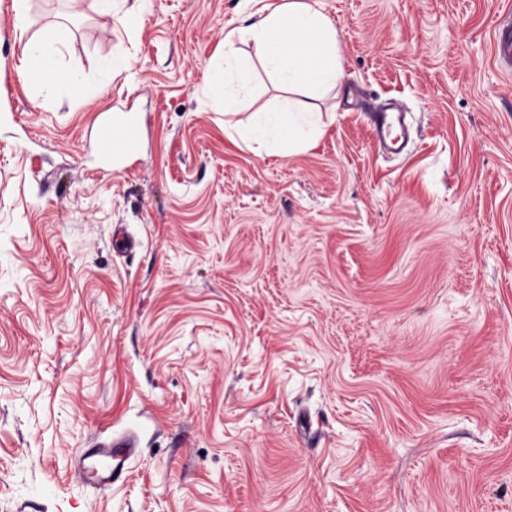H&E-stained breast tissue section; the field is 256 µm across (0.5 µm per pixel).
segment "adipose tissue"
Returning <instances> with one entry per match:
<instances>
[{
    "label": "adipose tissue",
    "mask_w": 512,
    "mask_h": 512,
    "mask_svg": "<svg viewBox=\"0 0 512 512\" xmlns=\"http://www.w3.org/2000/svg\"><path fill=\"white\" fill-rule=\"evenodd\" d=\"M239 42L252 44L253 56L238 54ZM32 80L53 79L63 92L81 93L80 81L56 67V48L48 42H28L24 46ZM301 94V101L287 108L252 113L235 127L245 140L265 147L276 143L280 154L306 148L319 131L310 104L335 88L341 72L336 26L308 0H285L251 26L231 29L224 36V73L213 77L209 86L213 98L223 101L225 115H235L241 107L232 93L233 82L245 81L254 63Z\"/></svg>",
    "instance_id": "adipose-tissue-1"
}]
</instances>
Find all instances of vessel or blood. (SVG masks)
Wrapping results in <instances>:
<instances>
[{
  "label": "vessel or blood",
  "mask_w": 512,
  "mask_h": 512,
  "mask_svg": "<svg viewBox=\"0 0 512 512\" xmlns=\"http://www.w3.org/2000/svg\"><path fill=\"white\" fill-rule=\"evenodd\" d=\"M372 137L379 149L400 155L406 147V115L388 107L373 113ZM100 156L104 161L125 160L137 151L130 122L118 118L101 123L97 129ZM139 451L138 439L132 434H113L95 439L93 447L79 450L74 467L89 474L94 485L105 486L125 479L129 461Z\"/></svg>",
  "instance_id": "obj_1"
}]
</instances>
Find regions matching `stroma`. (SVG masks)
I'll use <instances>...</instances> for the list:
<instances>
[{
	"instance_id": "stroma-1",
	"label": "stroma",
	"mask_w": 512,
	"mask_h": 512,
	"mask_svg": "<svg viewBox=\"0 0 512 512\" xmlns=\"http://www.w3.org/2000/svg\"><path fill=\"white\" fill-rule=\"evenodd\" d=\"M280 2L0 8V512H512V0H310L342 76L288 156L207 89ZM56 29L85 98L26 77ZM237 95L289 97L259 66ZM122 111L138 149L106 173ZM104 430L139 453L89 487L70 460ZM493 49L496 56L504 62L512 59V26L511 24L500 25L495 31ZM406 113L393 107L373 112L372 137L378 150L389 155H400L406 147Z\"/></svg>"
}]
</instances>
